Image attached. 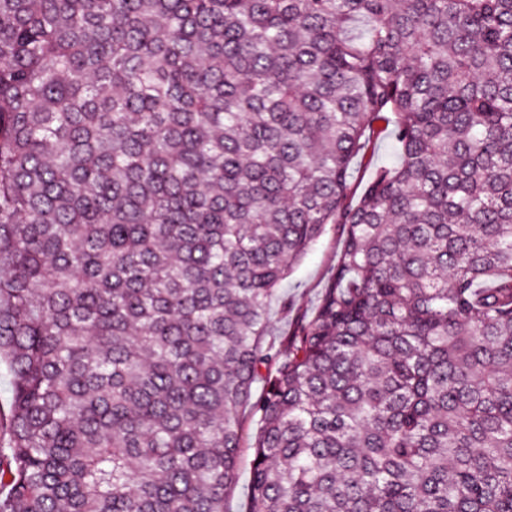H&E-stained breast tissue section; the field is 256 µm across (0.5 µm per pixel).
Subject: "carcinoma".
Wrapping results in <instances>:
<instances>
[{"label": "carcinoma", "instance_id": "1", "mask_svg": "<svg viewBox=\"0 0 512 512\" xmlns=\"http://www.w3.org/2000/svg\"><path fill=\"white\" fill-rule=\"evenodd\" d=\"M2 360L0 512H512V0H0ZM341 246V232L337 224H329L281 287V293L288 298V314L282 310L279 302L271 305L270 319L274 335L289 332L296 317L312 308L330 276ZM10 376L9 372L2 362L0 365V434L7 438V426L10 417ZM251 452V450H246L245 452L240 469L238 486L229 494L224 504L226 512H247L249 509V500L245 488L249 479V459Z\"/></svg>", "mask_w": 512, "mask_h": 512}]
</instances>
